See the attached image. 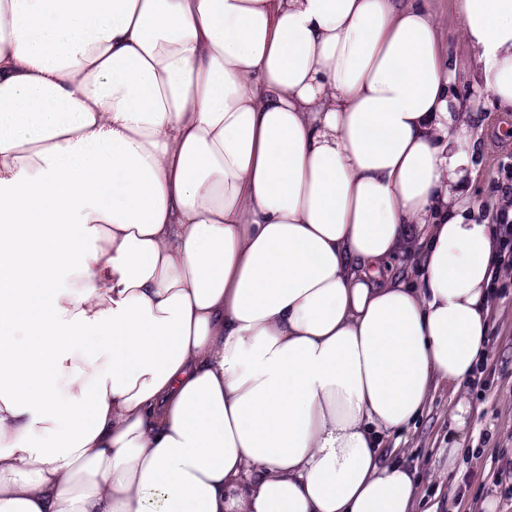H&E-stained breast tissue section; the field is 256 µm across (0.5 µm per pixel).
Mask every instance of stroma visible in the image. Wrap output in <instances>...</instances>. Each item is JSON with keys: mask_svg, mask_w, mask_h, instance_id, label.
<instances>
[{"mask_svg": "<svg viewBox=\"0 0 512 512\" xmlns=\"http://www.w3.org/2000/svg\"><path fill=\"white\" fill-rule=\"evenodd\" d=\"M425 6L461 61L456 88L466 93L472 66L454 2L425 0ZM475 123L479 160L469 190L493 206L498 202L497 172L503 166L512 168V113L496 111L486 102L476 112ZM495 308L480 378L457 396L439 387L422 415L388 439L389 447L399 448L417 467L420 499L415 512H512V485L496 484L494 478L503 460L512 458V293L496 299ZM461 398L471 410L462 431V450L452 458L448 435Z\"/></svg>", "mask_w": 512, "mask_h": 512, "instance_id": "obj_1", "label": "stroma"}]
</instances>
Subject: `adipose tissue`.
Listing matches in <instances>:
<instances>
[{"label": "adipose tissue", "instance_id": "adipose-tissue-1", "mask_svg": "<svg viewBox=\"0 0 512 512\" xmlns=\"http://www.w3.org/2000/svg\"><path fill=\"white\" fill-rule=\"evenodd\" d=\"M456 8L468 99L419 0H0V512H413L512 112V0ZM473 114L481 140L477 147L479 161L476 162L475 175L469 183V191L489 204V210L484 215L489 224H492V216L496 213L493 220L500 250L491 279V287L495 293L500 281L508 276L512 279V169L511 174L510 171L505 172V180L508 183H503L500 189L502 204L497 211V206L494 207L498 204L495 183L498 169L502 166L512 168V112H496L495 107L486 100L479 111Z\"/></svg>", "mask_w": 512, "mask_h": 512}]
</instances>
